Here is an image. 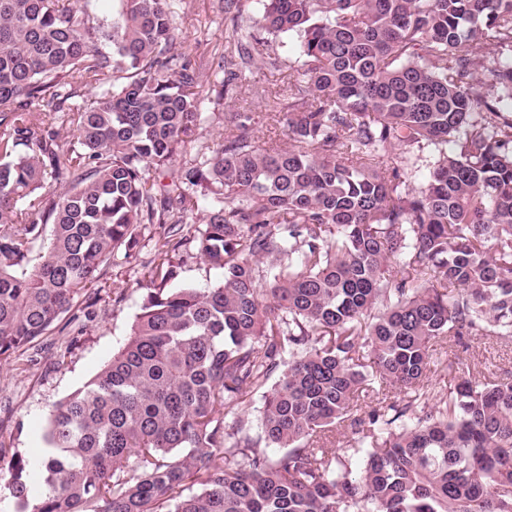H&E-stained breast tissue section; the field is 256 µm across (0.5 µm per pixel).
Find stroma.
I'll use <instances>...</instances> for the list:
<instances>
[{"label":"stroma","mask_w":512,"mask_h":512,"mask_svg":"<svg viewBox=\"0 0 512 512\" xmlns=\"http://www.w3.org/2000/svg\"><path fill=\"white\" fill-rule=\"evenodd\" d=\"M180 36L188 41L203 84L220 81L225 71L239 72L232 98L210 101L204 109L201 133L209 143L224 131V115L247 107L260 111L257 89L279 83L299 62L291 37L270 44L264 54L247 65L225 56L224 48L238 39L262 37L256 21L261 0H173ZM203 223L191 215L183 233L185 241L173 254L176 285L217 282L220 275L197 254L195 239ZM139 246L132 258L116 251L88 294L64 315V331H54L0 362V455L36 460L44 445L43 427L49 409L81 387L107 363L127 339L130 325L144 294L154 264L155 243L161 229L156 224L139 227ZM512 375V349L488 340L473 341L469 352L449 354L431 375V382L445 390L468 374Z\"/></svg>","instance_id":"stroma-1"}]
</instances>
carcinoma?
<instances>
[{
    "label": "carcinoma",
    "instance_id": "1",
    "mask_svg": "<svg viewBox=\"0 0 512 512\" xmlns=\"http://www.w3.org/2000/svg\"><path fill=\"white\" fill-rule=\"evenodd\" d=\"M262 2L302 60L266 113L286 144L226 112L169 182L237 78L198 81L169 0H0V360L164 228L128 340L9 463L15 512H512V380L430 387L512 344V0ZM187 202L215 285H170ZM454 353L457 354L448 352V360L442 359L431 375L430 380L437 387L436 390L442 389L446 392L448 387H453L460 377L468 374L472 376V373L476 376L480 372L485 375L509 374L512 376V349L509 347L497 345L488 340H474L468 353L461 351ZM450 364L453 368L449 369Z\"/></svg>",
    "mask_w": 512,
    "mask_h": 512
}]
</instances>
